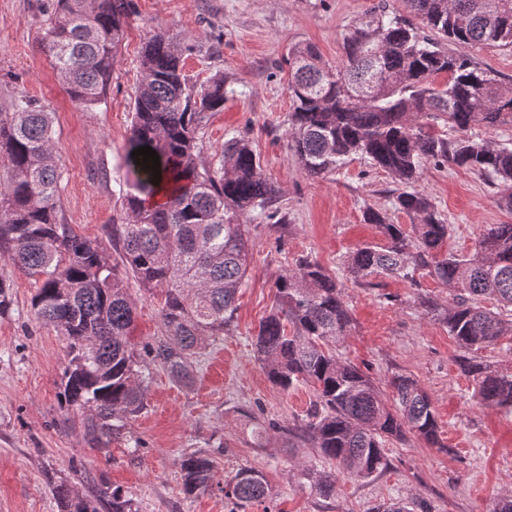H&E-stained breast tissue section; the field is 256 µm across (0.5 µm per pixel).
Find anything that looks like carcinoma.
Wrapping results in <instances>:
<instances>
[{
  "label": "carcinoma",
  "instance_id": "1",
  "mask_svg": "<svg viewBox=\"0 0 512 512\" xmlns=\"http://www.w3.org/2000/svg\"><path fill=\"white\" fill-rule=\"evenodd\" d=\"M407 3L410 18L382 0L348 27L343 60L334 69L312 44L290 48L288 147L313 178L360 157L400 184L395 208L417 223L408 233L386 213L368 209L365 222L376 225L382 241L358 248L345 268L356 281L380 274L412 280L426 270L448 286V306L427 294L417 297L418 305L448 327L480 401L511 408L512 373L471 352L512 333V224L486 225L471 258L451 252L440 257L449 224L416 183L427 164L465 168L485 177L496 204L512 213V148L471 133L476 126L512 125V84L447 47L511 48L512 0ZM129 8L130 0H55L43 47L79 105L103 97ZM141 65L126 156L127 222L112 225V248L125 273L162 298L163 338L146 359L131 348L135 303L111 255L61 221V172L51 159L53 113L23 93L11 111L0 113V259L33 281L35 316L66 337L61 397L83 411L84 439L94 446L120 434L144 408L150 366L184 380L205 340L232 326L249 266L248 214L258 211L268 224L287 222L247 135L225 142L215 165L200 164L202 122L224 108V76L189 85L182 55L162 29L142 47ZM141 146L157 153L160 181L171 183L162 204H149L157 191L153 171L132 157ZM341 288L318 262L295 260L276 281L275 307L253 345L274 385H314L316 401L300 423L302 436L340 473L368 480L389 466L386 441L411 434L433 444L438 422L415 379L395 377L389 405L367 374L336 356L332 344L351 324ZM482 298L495 300L504 312L486 309ZM179 468L189 497L215 488L243 506L270 495L255 469L215 480L214 460L202 448L181 456ZM45 479L65 512H137L117 486L98 488L91 501L53 472Z\"/></svg>",
  "mask_w": 512,
  "mask_h": 512
}]
</instances>
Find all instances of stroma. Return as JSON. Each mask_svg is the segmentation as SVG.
<instances>
[{
  "label": "stroma",
  "mask_w": 512,
  "mask_h": 512,
  "mask_svg": "<svg viewBox=\"0 0 512 512\" xmlns=\"http://www.w3.org/2000/svg\"><path fill=\"white\" fill-rule=\"evenodd\" d=\"M378 2L132 0L111 82L100 102L86 108L69 97L42 47L53 0H0V112L21 93L53 112L61 217L74 233L112 245L130 180L125 156L141 50L159 27L180 46L191 83L218 73L227 79L223 110L203 122L202 163H216L225 140L247 134L287 214L283 224L256 217L249 225L250 266L232 329L202 349L189 381L152 368L145 409L129 420L125 435L97 449L82 436V411L60 402L65 338L34 315L31 280L0 260V275L13 283L11 309L0 315V512H62L44 477L50 470L84 497L101 480L121 487L139 512H231L232 502L218 491L185 497L178 460L194 448L210 451L218 478L241 468L263 473L271 494L245 512H373L401 499L425 501L430 512H492L512 496V410L479 402L447 327L417 305L421 291L447 304V288L429 275L413 284L383 275L357 281L345 271L349 255L381 239L364 221L366 208L386 212L391 223L414 224L393 206L394 180L364 158L311 178L288 148L289 48L309 43L324 62L339 64L344 31ZM417 187L450 226L447 251L472 255L486 225L512 223L474 172L428 165ZM301 256L343 283L352 324L337 355L383 390L393 375L415 378L439 424L437 444L413 436L389 440L387 470L366 481L340 477L328 498L312 489L306 473L332 472L336 464L295 431L314 388L273 385L252 345L272 309L276 279ZM129 292L137 306L131 342L140 352L162 335L161 297L134 283ZM253 419L269 428L259 445L248 430ZM132 437L142 443L133 456Z\"/></svg>",
  "instance_id": "35a3bbf8"
}]
</instances>
